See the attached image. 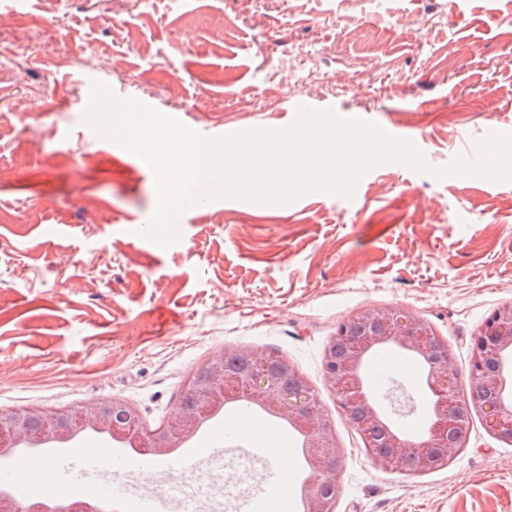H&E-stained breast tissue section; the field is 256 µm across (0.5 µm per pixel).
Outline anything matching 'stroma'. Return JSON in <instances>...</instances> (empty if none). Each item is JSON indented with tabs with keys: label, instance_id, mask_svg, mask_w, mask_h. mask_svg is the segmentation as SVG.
Listing matches in <instances>:
<instances>
[{
	"label": "stroma",
	"instance_id": "obj_1",
	"mask_svg": "<svg viewBox=\"0 0 512 512\" xmlns=\"http://www.w3.org/2000/svg\"><path fill=\"white\" fill-rule=\"evenodd\" d=\"M21 16L64 52L18 58L17 83L0 79V411L115 398L149 427L177 416L192 369L257 349L288 359L331 423L336 512H512V444L485 416L447 466L411 474L372 458L322 371L339 324L405 310L447 339L467 390L473 332L512 302V181L433 172L512 133V27L500 24L512 0H0V31ZM96 82L208 138L337 110L411 142L428 169L378 164L349 198L201 202L163 248L140 234L152 172L83 121ZM419 375L396 348L364 371L410 378L422 400ZM283 426L243 424L224 455L249 466L239 501L254 512L275 509L252 448L288 446L300 497L307 464ZM151 464V478L133 461L112 481L172 498L173 477Z\"/></svg>",
	"mask_w": 512,
	"mask_h": 512
}]
</instances>
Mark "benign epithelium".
Masks as SVG:
<instances>
[{
    "label": "benign epithelium",
    "mask_w": 512,
    "mask_h": 512,
    "mask_svg": "<svg viewBox=\"0 0 512 512\" xmlns=\"http://www.w3.org/2000/svg\"><path fill=\"white\" fill-rule=\"evenodd\" d=\"M386 346L405 350L420 363L424 385L434 396L427 435L420 441L404 436L389 415L409 412L410 396L395 388L384 401L363 382L367 359ZM471 351L469 389L462 394L450 370L448 341L428 322L403 311L366 312L348 319L330 339L323 355L324 379L350 421L375 432L373 445L421 474L448 465L457 451L455 441L467 442L474 413L485 415L497 436L512 444V370L503 368L504 359L512 357V302L497 307L477 329ZM272 360L256 350L248 353L244 367L230 369L224 353L210 357L184 381L196 403L181 407L174 421L153 431L142 427L133 407L115 399L88 401L63 416L42 407L0 412V459L20 449L66 446L87 431L123 448L164 456L196 436L224 407L249 405L300 434L310 467L301 487L304 512H336V497L328 489L335 485L343 453L303 375L285 359L276 366ZM0 512H101V507L90 498L19 500L1 488Z\"/></svg>",
    "instance_id": "benign-epithelium-1"
}]
</instances>
